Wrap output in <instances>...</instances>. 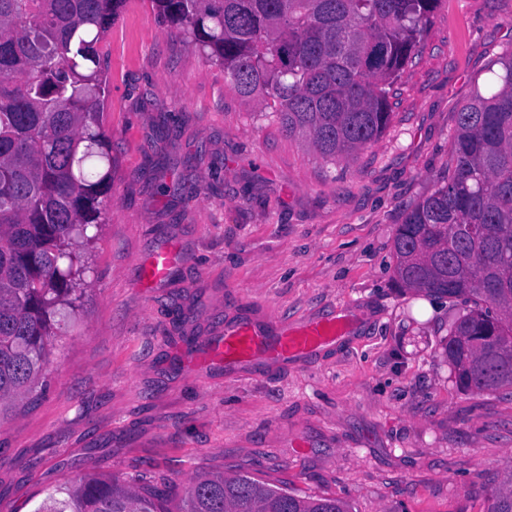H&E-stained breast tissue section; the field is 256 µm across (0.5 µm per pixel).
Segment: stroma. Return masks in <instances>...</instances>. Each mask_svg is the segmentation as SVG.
Segmentation results:
<instances>
[{
  "label": "stroma",
  "mask_w": 512,
  "mask_h": 512,
  "mask_svg": "<svg viewBox=\"0 0 512 512\" xmlns=\"http://www.w3.org/2000/svg\"><path fill=\"white\" fill-rule=\"evenodd\" d=\"M106 222L43 377L0 420V512L85 475L247 474L349 512H484L512 462V390L468 394L441 342L457 311L393 283L404 211L451 164L456 114L512 52V0H444L389 93L391 121L326 161L127 0L99 45ZM173 275L145 284L152 253ZM343 317L344 338L243 377L199 359L227 322Z\"/></svg>",
  "instance_id": "obj_1"
}]
</instances>
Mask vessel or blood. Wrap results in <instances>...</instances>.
Instances as JSON below:
<instances>
[{
	"label": "vessel or blood",
	"instance_id": "b4317fda",
	"mask_svg": "<svg viewBox=\"0 0 512 512\" xmlns=\"http://www.w3.org/2000/svg\"><path fill=\"white\" fill-rule=\"evenodd\" d=\"M174 253L162 251L149 258L143 275L149 281L169 278L175 268ZM345 333L338 319L314 320L298 327H288L254 318L238 320L224 327L223 336L208 344L202 361L239 369L254 363L284 365L334 342Z\"/></svg>",
	"mask_w": 512,
	"mask_h": 512
}]
</instances>
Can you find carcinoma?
I'll list each match as a JSON object with an SVG mask.
<instances>
[{"label":"carcinoma","instance_id":"obj_1","mask_svg":"<svg viewBox=\"0 0 512 512\" xmlns=\"http://www.w3.org/2000/svg\"><path fill=\"white\" fill-rule=\"evenodd\" d=\"M126 0H0V417L39 380L62 310L82 293L72 241L90 242L112 191L98 45ZM234 91L322 158L386 130L390 87L442 0H149ZM457 112L453 166L393 240L403 288L460 301L441 343L464 392L512 389V53ZM35 512H172L165 491L85 476ZM177 512H347L249 475L201 473ZM486 512H512V470Z\"/></svg>","mask_w":512,"mask_h":512}]
</instances>
